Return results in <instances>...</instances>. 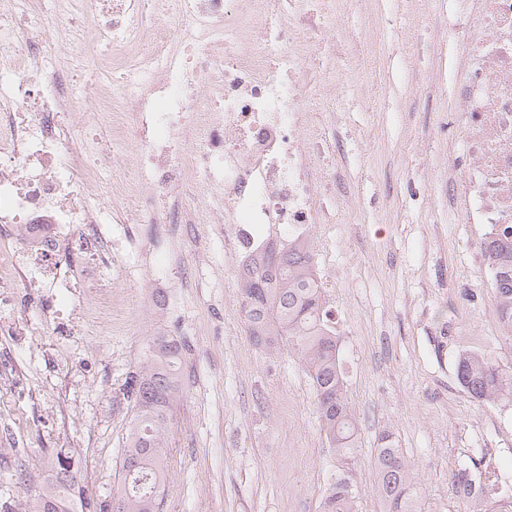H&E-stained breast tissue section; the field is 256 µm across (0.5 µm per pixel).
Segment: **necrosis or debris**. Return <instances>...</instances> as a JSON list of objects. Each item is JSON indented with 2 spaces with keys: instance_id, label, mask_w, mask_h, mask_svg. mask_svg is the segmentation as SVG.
Here are the masks:
<instances>
[{
  "instance_id": "1",
  "label": "necrosis or debris",
  "mask_w": 512,
  "mask_h": 512,
  "mask_svg": "<svg viewBox=\"0 0 512 512\" xmlns=\"http://www.w3.org/2000/svg\"><path fill=\"white\" fill-rule=\"evenodd\" d=\"M304 0H8L0 6V276L80 288L103 302L125 262L129 219L159 238L182 224H233L242 253L291 240L332 251L347 186L311 130L306 95L320 68L322 19ZM79 43L65 59L39 34L41 14ZM93 26H86L87 14ZM467 15L460 26L459 15ZM448 73V199L461 224L512 225V0H450L442 30ZM106 46L98 82L77 74ZM91 104L111 146L75 135ZM114 163L102 174V155ZM109 196L111 209L96 206ZM319 225L320 236L307 229ZM111 261H103L102 253Z\"/></svg>"
}]
</instances>
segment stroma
<instances>
[{
  "label": "stroma",
  "instance_id": "35a3bbf8",
  "mask_svg": "<svg viewBox=\"0 0 512 512\" xmlns=\"http://www.w3.org/2000/svg\"><path fill=\"white\" fill-rule=\"evenodd\" d=\"M442 19L440 0H363L342 6L324 35L340 95L335 111L314 112L313 127L340 137L336 174L350 193L337 208L336 249L314 265L336 282L324 297L358 423L349 470L358 512H383L373 461L384 431L412 466L419 512H473L453 484L464 464L492 484L489 503L512 499V395L478 402L456 380L468 351L490 352L512 371V339L482 273L487 225L448 221L453 145L437 127L448 85L429 70L449 61L418 57L424 29ZM133 230L138 285L113 288L111 312L89 293L61 308L41 284H0L12 314L0 328V512H30L60 451L79 462L91 498L110 502L135 414L125 383L157 334L187 345L162 512H323L336 453L297 353L248 336L233 226L181 225L162 308L142 248L150 229Z\"/></svg>",
  "mask_w": 512,
  "mask_h": 512
}]
</instances>
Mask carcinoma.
<instances>
[{"mask_svg": "<svg viewBox=\"0 0 512 512\" xmlns=\"http://www.w3.org/2000/svg\"><path fill=\"white\" fill-rule=\"evenodd\" d=\"M493 274L495 317L504 335L512 338V226L499 227L482 243ZM240 300H250L243 311L249 336L274 345L284 336L300 354L315 386L316 407L329 446L340 464L358 456L356 418L344 392L337 352L336 330L329 325V309L317 284L309 249L301 244L270 246L243 267L239 275ZM184 343L164 334L146 344L148 368L131 377L126 395L136 415L126 436L120 488L105 512H159L164 483V435L170 410L182 386ZM458 384L472 398L492 400L512 393V372L500 368L487 352H465L457 359ZM375 460V490L384 512H417V491L410 468L392 434L384 431ZM336 473L324 494V512H356L357 490ZM456 492L477 507L491 493L475 481L469 469L454 475ZM32 512H99L86 493L72 457L56 454L52 474L33 500Z\"/></svg>", "mask_w": 512, "mask_h": 512, "instance_id": "carcinoma-1", "label": "carcinoma"}]
</instances>
